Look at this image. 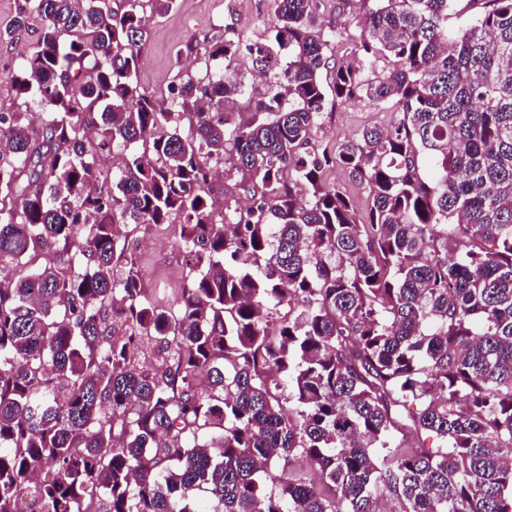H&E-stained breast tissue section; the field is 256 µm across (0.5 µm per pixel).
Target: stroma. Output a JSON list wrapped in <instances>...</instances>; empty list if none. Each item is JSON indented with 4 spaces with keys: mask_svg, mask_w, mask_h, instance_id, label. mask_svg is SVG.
Returning a JSON list of instances; mask_svg holds the SVG:
<instances>
[{
    "mask_svg": "<svg viewBox=\"0 0 512 512\" xmlns=\"http://www.w3.org/2000/svg\"><path fill=\"white\" fill-rule=\"evenodd\" d=\"M325 7L326 18L340 33L333 55L340 60L351 59V47L361 34L358 6L352 4L340 11L334 0H327ZM271 11L272 0H177L175 9L150 18L147 24L146 53L139 70L141 86L150 92H164L179 85L181 74L173 65L174 53L187 41L204 45L227 36L246 46L265 39L259 20ZM32 40V33L24 31L13 43L0 44V112L12 111L18 105L7 74L19 64ZM397 114V107L390 104L330 103L315 140L319 146L332 148L364 127L389 125ZM135 248L145 284L154 298L181 287L185 266L178 225H140Z\"/></svg>",
    "mask_w": 512,
    "mask_h": 512,
    "instance_id": "1",
    "label": "stroma"
}]
</instances>
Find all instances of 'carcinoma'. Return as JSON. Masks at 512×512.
<instances>
[{
	"mask_svg": "<svg viewBox=\"0 0 512 512\" xmlns=\"http://www.w3.org/2000/svg\"><path fill=\"white\" fill-rule=\"evenodd\" d=\"M175 2L24 0L0 30L39 21L10 82L41 108L0 112V512H512V0H361L356 66L324 0H273L258 112L228 38L177 50L224 76L169 107L140 85ZM328 89L400 118L320 151ZM176 222L160 303L130 239ZM297 456L328 491L266 492ZM324 178L328 183L340 184L353 199L356 209L361 217L368 210V191L362 185L351 181L345 169L336 162L331 163L324 171Z\"/></svg>",
	"mask_w": 512,
	"mask_h": 512,
	"instance_id": "carcinoma-1",
	"label": "carcinoma"
}]
</instances>
